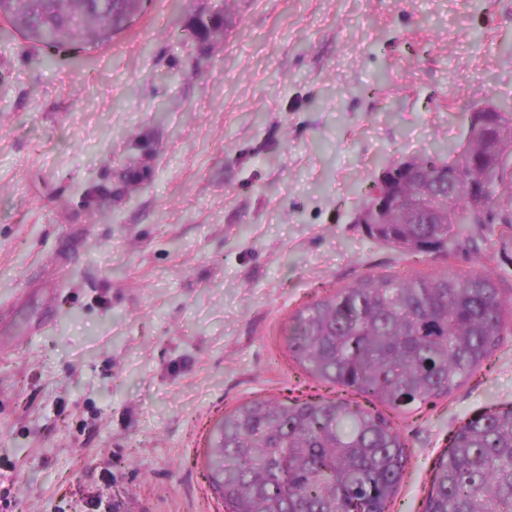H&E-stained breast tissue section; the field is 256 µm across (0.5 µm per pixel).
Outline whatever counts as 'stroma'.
<instances>
[{"mask_svg":"<svg viewBox=\"0 0 512 512\" xmlns=\"http://www.w3.org/2000/svg\"><path fill=\"white\" fill-rule=\"evenodd\" d=\"M223 18L196 37L199 20ZM512 110V0H147L101 46L0 18V512H224L226 412L318 387L282 331L366 275L492 273L512 237L414 255L355 225L381 169ZM512 405V335L395 413L393 512L469 418Z\"/></svg>","mask_w":512,"mask_h":512,"instance_id":"35a3bbf8","label":"stroma"}]
</instances>
